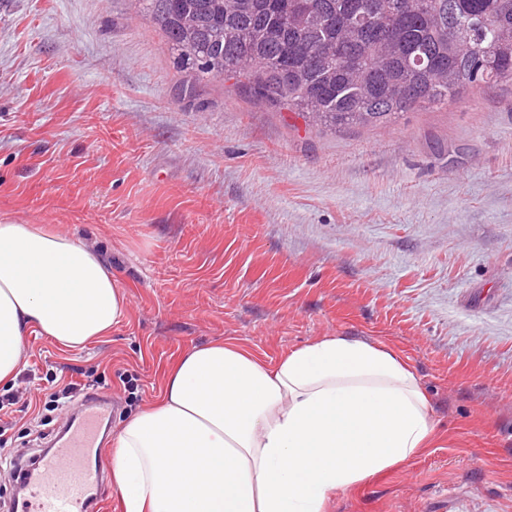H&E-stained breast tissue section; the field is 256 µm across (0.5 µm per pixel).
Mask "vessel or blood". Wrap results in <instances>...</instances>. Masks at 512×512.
Returning <instances> with one entry per match:
<instances>
[{"mask_svg": "<svg viewBox=\"0 0 512 512\" xmlns=\"http://www.w3.org/2000/svg\"><path fill=\"white\" fill-rule=\"evenodd\" d=\"M107 411V401L90 400L67 420L65 438L27 473L15 512H98L104 475L98 426Z\"/></svg>", "mask_w": 512, "mask_h": 512, "instance_id": "vessel-or-blood-1", "label": "vessel or blood"}]
</instances>
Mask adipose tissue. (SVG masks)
<instances>
[{
    "label": "adipose tissue",
    "instance_id": "1",
    "mask_svg": "<svg viewBox=\"0 0 512 512\" xmlns=\"http://www.w3.org/2000/svg\"><path fill=\"white\" fill-rule=\"evenodd\" d=\"M127 311L98 249L0 223V384L17 377L29 333L78 350ZM436 437L416 373L382 344L324 336L270 361L228 339L176 358L113 437L112 481L124 512H327Z\"/></svg>",
    "mask_w": 512,
    "mask_h": 512
}]
</instances>
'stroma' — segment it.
I'll return each instance as SVG.
<instances>
[{"label": "stroma", "mask_w": 512, "mask_h": 512, "mask_svg": "<svg viewBox=\"0 0 512 512\" xmlns=\"http://www.w3.org/2000/svg\"><path fill=\"white\" fill-rule=\"evenodd\" d=\"M186 79L133 0H0V221L82 238L128 293L83 349L27 336L0 385V512L11 459L37 465L56 435L61 384L111 394L114 434L191 346L275 360L330 335L394 350L438 438L329 512H512V86L318 131Z\"/></svg>", "instance_id": "stroma-1"}]
</instances>
